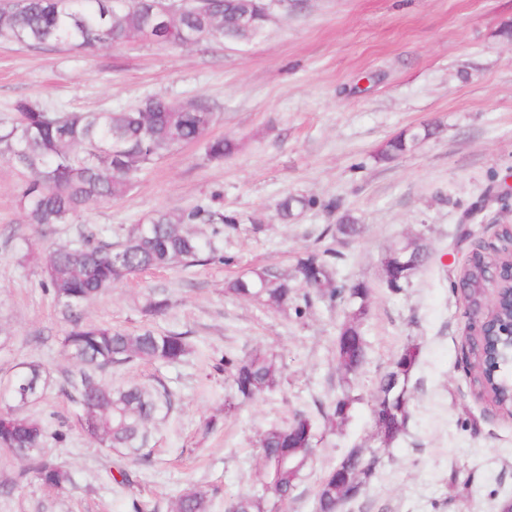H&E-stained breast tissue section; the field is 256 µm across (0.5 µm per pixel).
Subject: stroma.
Masks as SVG:
<instances>
[{
	"label": "stroma",
	"instance_id": "obj_1",
	"mask_svg": "<svg viewBox=\"0 0 512 512\" xmlns=\"http://www.w3.org/2000/svg\"><path fill=\"white\" fill-rule=\"evenodd\" d=\"M246 43L173 48L149 41L94 52L35 51L0 41V117L27 98L57 110L106 111L149 96L209 100L208 135L239 150L208 160L204 143L150 165L126 195L45 231L24 221L26 173L0 160V379L24 362L52 380L26 414L62 439L47 450L73 473L64 491L24 475L0 452V512H172L195 484L210 512L230 496L259 489L261 434L294 413L317 417L340 391L337 330L343 306L312 299L303 316L225 295V281L257 267L286 269L296 256L331 247L346 259L338 278L370 287L363 324L368 357L356 374L359 400L336 431L318 432L313 457L277 512H313L317 488L355 448L380 449L382 462L340 512H501L512 501V416L495 412L473 384L467 306L454 283L472 244L512 224V0H303ZM436 136L388 161L378 154L407 129ZM314 198L281 220L277 203ZM196 205L234 218L220 256L149 270L87 301L85 322L128 333L176 331L195 351L174 364L137 360L104 373L112 384L166 388L172 408L152 429V461L119 469L118 459L81 429L62 392L73 364L62 340L72 325L42 281L48 247L96 231L122 241L131 224ZM351 213L360 237L332 236ZM264 224L252 234V222ZM424 237L433 260L408 288H387L381 260L407 237ZM29 248L33 260L20 262ZM170 298L162 317L144 315L145 293ZM410 344L406 433L381 446L372 414L376 383ZM262 349L285 369L279 389L228 411L230 388L217 365L225 354Z\"/></svg>",
	"mask_w": 512,
	"mask_h": 512
}]
</instances>
